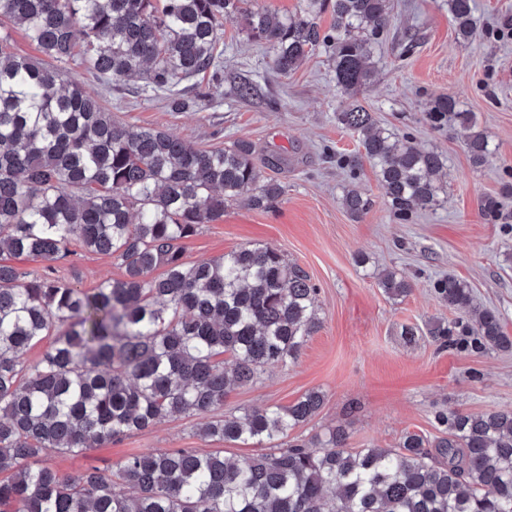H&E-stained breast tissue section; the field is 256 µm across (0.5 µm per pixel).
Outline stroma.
<instances>
[{
    "mask_svg": "<svg viewBox=\"0 0 512 512\" xmlns=\"http://www.w3.org/2000/svg\"><path fill=\"white\" fill-rule=\"evenodd\" d=\"M475 3L479 31L463 43L447 0H392L388 30L374 53L375 77L358 94L381 126L444 159L436 176L445 188L441 204L403 220L390 213L368 165L355 183L369 210L355 218L340 204L350 181L341 160L357 153L359 143L337 119L347 98L336 88L328 53L315 52L297 70L278 75L266 45L248 36L244 16L230 15L222 25L218 73L183 83L186 97L200 103L179 111L142 79L110 82L85 66L66 65L69 78L127 125L206 148L250 141L263 175L284 187L273 208L228 206L220 221L181 242L189 261L244 244L277 248L319 289L322 323L297 360L231 390L224 414L285 407L317 389L325 404L296 436L307 440L343 425L349 447L357 449L393 448L408 432L435 436V416L448 409L512 410V349L444 348L429 334L437 321L462 316L432 287L450 275L470 285L475 306L495 309L512 337V0ZM241 82L253 85L250 97L237 95ZM448 95L473 112L497 148L484 168L472 166L465 130H438L426 117L428 102ZM489 199L498 203L492 214L484 209ZM58 270L83 291L124 275L111 256L79 247ZM390 271L411 282L410 294L393 299L384 293L379 281ZM405 324L419 329L416 341L402 336ZM197 423L173 417L107 447L79 456L55 453L49 461L75 475L89 468L107 472L151 450L219 448L197 436Z\"/></svg>",
    "mask_w": 512,
    "mask_h": 512,
    "instance_id": "35a3bbf8",
    "label": "stroma"
}]
</instances>
